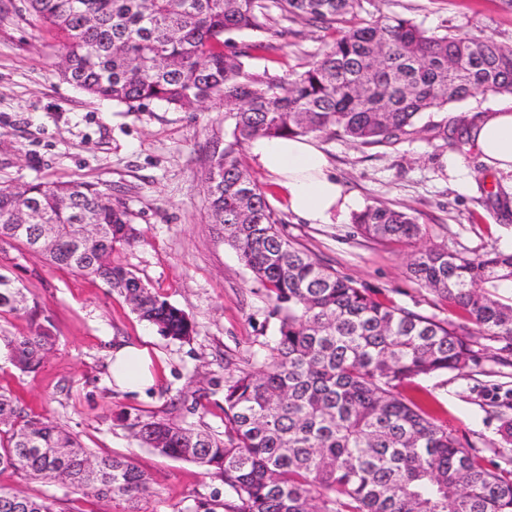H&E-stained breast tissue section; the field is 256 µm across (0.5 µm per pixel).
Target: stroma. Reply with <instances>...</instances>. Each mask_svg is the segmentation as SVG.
I'll return each instance as SVG.
<instances>
[{"label":"stroma","mask_w":512,"mask_h":512,"mask_svg":"<svg viewBox=\"0 0 512 512\" xmlns=\"http://www.w3.org/2000/svg\"><path fill=\"white\" fill-rule=\"evenodd\" d=\"M26 6V0H0V182H90L111 194L131 212L139 232L132 245L116 248L113 261L183 309L195 333L187 342L168 339L105 282L51 267L24 248L0 246V269L43 310L56 338L41 365L28 373L1 356L0 388L76 433L92 452L133 456L149 474L152 493L108 506L9 470L0 472V485L49 492L63 499L65 512H187L201 500L234 502L221 480L197 464L139 447L118 421L131 412L223 431L219 406L202 409L195 399L223 382L226 363L263 356L277 334L273 301L209 218L204 178L212 144L229 128L224 107L214 100L183 111L158 102L131 109L83 93L56 75L59 43ZM378 13L412 18L438 33L491 36L512 47V10L502 0H362V16ZM287 28L282 37L250 31L236 42L262 44L253 68L284 77L334 38L301 22ZM500 101L478 94L429 112L423 131L395 145L356 146L332 135L318 136L316 143L359 206L407 210L425 225L419 247L441 245L471 257L510 252L512 220H500L482 199L500 190L512 194V174L493 172L473 148L457 150L428 130L447 120L478 119ZM241 154L289 236L305 250L365 284L380 301L458 320L447 302L409 278V247L366 238L351 222L301 220L289 211L274 176L249 149ZM122 342L150 346L153 386L130 393L113 383L110 356ZM501 355L500 342L481 340L467 372L441 373L423 386L460 445L487 467L508 473L512 450L504 447L500 429L503 418L512 417V366H501Z\"/></svg>","instance_id":"stroma-1"}]
</instances>
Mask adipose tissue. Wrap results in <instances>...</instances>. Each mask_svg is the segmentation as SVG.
Returning <instances> with one entry per match:
<instances>
[{"mask_svg": "<svg viewBox=\"0 0 512 512\" xmlns=\"http://www.w3.org/2000/svg\"><path fill=\"white\" fill-rule=\"evenodd\" d=\"M474 150L503 173H512V100L495 107L470 128ZM250 152L276 175L287 194L291 211L313 224H343L355 209L333 173L325 153L308 137H259ZM147 345L120 344L112 351V378L118 386L138 391L153 382Z\"/></svg>", "mask_w": 512, "mask_h": 512, "instance_id": "obj_1", "label": "adipose tissue"}]
</instances>
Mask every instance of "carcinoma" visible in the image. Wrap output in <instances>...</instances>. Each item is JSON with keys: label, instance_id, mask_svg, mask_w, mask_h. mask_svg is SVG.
<instances>
[{"label": "carcinoma", "instance_id": "1", "mask_svg": "<svg viewBox=\"0 0 512 512\" xmlns=\"http://www.w3.org/2000/svg\"><path fill=\"white\" fill-rule=\"evenodd\" d=\"M28 12L62 38L59 77L117 104L162 101L184 110L210 99L233 124L214 144L205 175L211 222L224 244L274 299L278 336L258 370L224 376V435L174 419L124 414L141 446L202 467L236 496L230 512H512V478L459 446L448 427L399 390L475 362L469 336L494 338L512 355V253L468 257L415 250L408 273L460 312L436 320L376 300L369 288L323 265L285 233L240 151L258 137L333 134L358 145H392L423 115L478 93L512 95V48L491 37L436 35L411 18L359 17L361 0H27ZM297 20L336 37L287 80L250 67L259 45L232 35ZM463 150L466 128L432 126ZM39 223L16 233L22 207ZM362 235L412 244L423 225L410 213L367 206ZM98 224L86 252L70 248L73 224ZM49 262L124 293L132 311L164 336L193 338L186 313L126 268L118 245L137 238L132 214L90 182L0 183V242L34 250L43 225ZM36 321L0 336L5 356L31 372L54 347L39 311L0 273V318ZM92 460L97 471L85 469ZM110 502L150 493L127 455H95L49 418L0 392V471ZM0 512H63L59 500L0 485Z\"/></svg>", "mask_w": 512, "mask_h": 512}]
</instances>
